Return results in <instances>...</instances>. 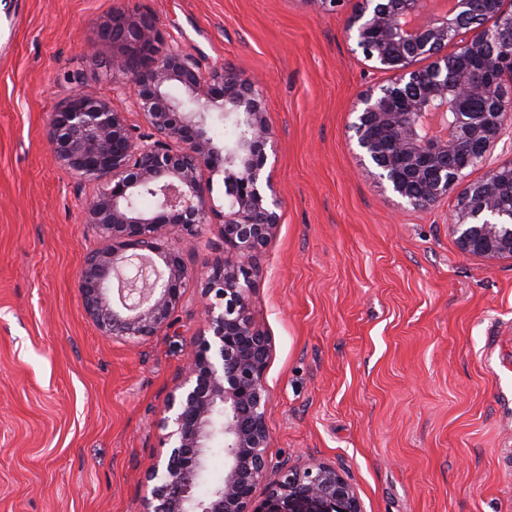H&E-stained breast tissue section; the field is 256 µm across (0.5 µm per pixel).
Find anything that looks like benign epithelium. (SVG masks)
<instances>
[{
    "label": "benign epithelium",
    "instance_id": "benign-epithelium-1",
    "mask_svg": "<svg viewBox=\"0 0 512 512\" xmlns=\"http://www.w3.org/2000/svg\"><path fill=\"white\" fill-rule=\"evenodd\" d=\"M347 32L390 75L357 95L351 108L349 141L361 164L416 208L448 196L463 171L482 164L512 127V0H455L446 13L431 0H356ZM105 36L116 45L112 72L124 76L157 138L134 135L124 113L92 89L52 113L50 148L96 184L86 213L106 241L85 258L78 292L103 335L134 341L168 325L196 281L205 321L159 421L169 452L148 475L145 512H362L355 487L322 460L283 470L263 500L254 497L271 444L263 375L272 344L250 317V293L281 205L264 176L272 131L259 83L229 67L205 78L177 49L157 54L161 31L144 16L112 15ZM421 60L428 64L416 66ZM174 85L186 97L174 96ZM213 112L233 118L235 140L219 144L210 135ZM432 117L447 123L446 136L427 133ZM507 167L508 177L498 166L462 190L450 227L465 254L512 259ZM216 173L224 175L222 212L211 203ZM144 193L157 199L150 211L135 205ZM216 217L222 254L194 269L184 252L197 248ZM175 228L179 247L171 244ZM218 433L224 479L201 498L196 490Z\"/></svg>",
    "mask_w": 512,
    "mask_h": 512
}]
</instances>
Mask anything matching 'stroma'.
<instances>
[{
	"label": "stroma",
	"instance_id": "35a3bbf8",
	"mask_svg": "<svg viewBox=\"0 0 512 512\" xmlns=\"http://www.w3.org/2000/svg\"><path fill=\"white\" fill-rule=\"evenodd\" d=\"M353 5L305 0H0V512H145L157 423L203 331L102 336L76 281L102 246L93 183L55 158L50 118L95 87L150 135L109 68L115 12L155 19L203 73L266 83L265 167L282 202L250 315L269 336V468L336 466L364 512H512V260L463 253L459 189L406 205L361 166L355 96L388 80L356 53Z\"/></svg>",
	"mask_w": 512,
	"mask_h": 512
}]
</instances>
